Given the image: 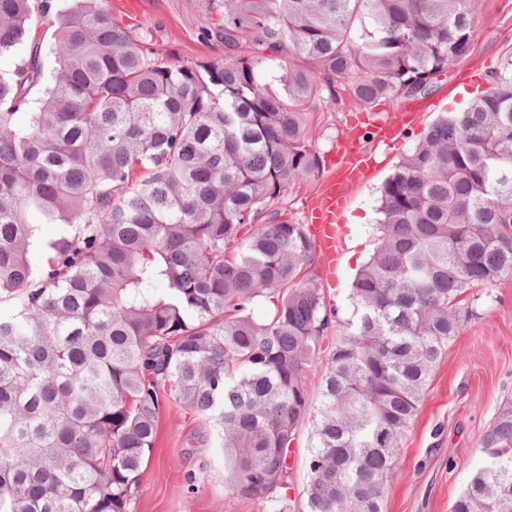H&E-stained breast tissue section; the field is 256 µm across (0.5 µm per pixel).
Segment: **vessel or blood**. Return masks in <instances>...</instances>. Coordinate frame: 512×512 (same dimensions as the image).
<instances>
[{
    "label": "vessel or blood",
    "mask_w": 512,
    "mask_h": 512,
    "mask_svg": "<svg viewBox=\"0 0 512 512\" xmlns=\"http://www.w3.org/2000/svg\"><path fill=\"white\" fill-rule=\"evenodd\" d=\"M417 117L415 110L404 107L389 120L372 121L365 129H353L339 141L332 161L334 170L322 180L309 212L308 230L325 268H335L339 256L341 227L338 216L347 202V187L367 180L370 175L362 139L376 144L390 142Z\"/></svg>",
    "instance_id": "vessel-or-blood-1"
}]
</instances>
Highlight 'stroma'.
<instances>
[{
    "label": "stroma",
    "instance_id": "stroma-1",
    "mask_svg": "<svg viewBox=\"0 0 512 512\" xmlns=\"http://www.w3.org/2000/svg\"><path fill=\"white\" fill-rule=\"evenodd\" d=\"M127 13L108 0L112 17L137 36L188 64L223 59L220 38L204 40L220 21L211 0H137ZM512 61V0H477L471 50L438 76L433 92L420 99L416 123L387 145H368L375 169L353 185L341 216L344 238L335 275H323L327 301L348 302L356 272L377 243L379 187L443 113L465 110L485 93L491 71ZM356 108L348 92L338 103L315 99L308 109L311 143L324 166L319 177L292 185L283 201L289 221L302 224L338 141ZM461 331L434 366L425 396L400 444V462L386 486L384 512H449L481 465V439L506 399L512 398V274L471 291L463 304ZM203 422L174 401L163 403L156 444L130 512H262L224 488V461L202 442ZM311 426L302 424L292 443L291 469L282 494L289 512H305Z\"/></svg>",
    "mask_w": 512,
    "mask_h": 512
}]
</instances>
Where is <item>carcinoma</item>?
I'll return each mask as SVG.
<instances>
[{
    "label": "carcinoma",
    "instance_id": "obj_1",
    "mask_svg": "<svg viewBox=\"0 0 512 512\" xmlns=\"http://www.w3.org/2000/svg\"><path fill=\"white\" fill-rule=\"evenodd\" d=\"M45 8L0 0V57L30 49L0 70V512H129L167 397L205 421L235 498L288 512L308 421V512H382L462 296L512 273V62L381 184L348 310L327 302L283 198L322 166L310 101L432 93L470 50L476 0H215L224 59L203 65L107 0H71L48 85ZM42 224L69 230L42 244ZM262 298L274 309L257 321ZM480 451L450 512H512L511 400ZM310 446L311 426L309 422H305L297 430L295 440L292 443L291 469L281 490L288 503V508H290L288 512H304L306 510L305 488Z\"/></svg>",
    "mask_w": 512,
    "mask_h": 512
}]
</instances>
